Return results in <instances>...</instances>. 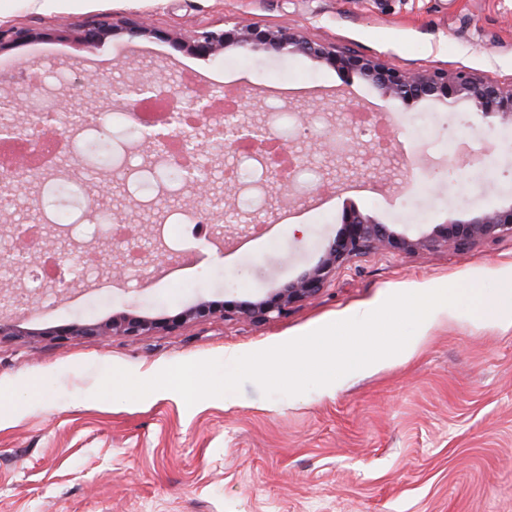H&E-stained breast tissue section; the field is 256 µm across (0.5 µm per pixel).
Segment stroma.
<instances>
[{
	"mask_svg": "<svg viewBox=\"0 0 512 512\" xmlns=\"http://www.w3.org/2000/svg\"><path fill=\"white\" fill-rule=\"evenodd\" d=\"M103 15L136 18L148 32L94 48L76 41L80 25ZM0 20L41 32L0 51L10 123L26 124L41 99L18 77L40 63L71 112L103 110L104 85L152 80L193 96L232 93L249 117L285 108L297 127L308 115L323 129L345 121L338 103L350 98L381 121L394 111L397 128L379 160L359 137L337 174L324 171V140L289 137L319 178L284 208L269 184V204L253 215L225 187L232 154L207 150L208 178L133 214L123 174L94 171L104 208L149 229L208 204L212 223L231 213L273 230L230 233L190 251L164 240L139 275L98 274L62 292L32 287L26 267L0 276V320L22 330L0 338V512H512V327H488L464 309L408 361L344 376L329 392L268 398L249 382L192 406L170 390L139 401L95 396L110 368L149 379L182 362L227 366L395 293L473 284L494 294L497 269L512 263V237L468 251L363 258L287 317L259 324L215 318L141 337L52 335L75 320L161 319L200 299L270 291L318 262L351 208L417 235L512 205V124L486 123L461 100L449 110L432 101L389 109L358 74L302 56H196L168 34L240 20L298 30L403 70L466 69L512 85V0H0ZM454 139L467 146L452 156ZM451 168L465 177L455 188ZM42 221L41 185L18 181L0 226Z\"/></svg>",
	"mask_w": 512,
	"mask_h": 512,
	"instance_id": "stroma-1",
	"label": "stroma"
}]
</instances>
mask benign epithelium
Returning <instances> with one entry per match:
<instances>
[{"label": "benign epithelium", "instance_id": "7a95c632", "mask_svg": "<svg viewBox=\"0 0 512 512\" xmlns=\"http://www.w3.org/2000/svg\"><path fill=\"white\" fill-rule=\"evenodd\" d=\"M148 33L133 19L115 20L104 16L81 26L77 38L83 44L96 45L109 36H140ZM42 36L30 27L0 23V51L28 43ZM173 43L201 56H216L228 49L250 55L275 53L280 56H304L312 60L356 71L389 107L400 101H433L450 109L458 100L468 102L472 111L484 119L512 122V85L504 86L490 78L477 76L466 70L450 71L435 68L416 72L401 70L378 57L362 56L350 51L308 39L287 28L255 24L232 23L231 28L208 27L188 34L173 33ZM169 93L161 84L147 81L130 85V97L125 107L134 114L142 100ZM175 106L199 114V131L205 137H224V144L239 139L251 141L250 148L266 163L268 178L283 189L280 198L288 203L292 196L294 176L285 175L277 158L268 155L267 143L272 139L270 122H245L240 112L231 114V124L214 126L209 101L202 98H176ZM329 150L342 157L355 149L351 127L336 124L328 130ZM512 237V205L486 210L464 220L437 224L418 236L407 234L398 224H381L371 214L358 209L347 211L341 229L330 239L320 261L300 276L285 281L279 287L262 295L241 301L224 303L201 300L195 305L161 321L125 313L105 323L76 321L58 328L60 337L151 336L158 329L175 330L190 322L214 318L262 323L288 315L293 305L321 295L331 284L336 270L353 260L376 253L412 255L436 252L441 249L468 250L474 246Z\"/></svg>", "mask_w": 512, "mask_h": 512}]
</instances>
